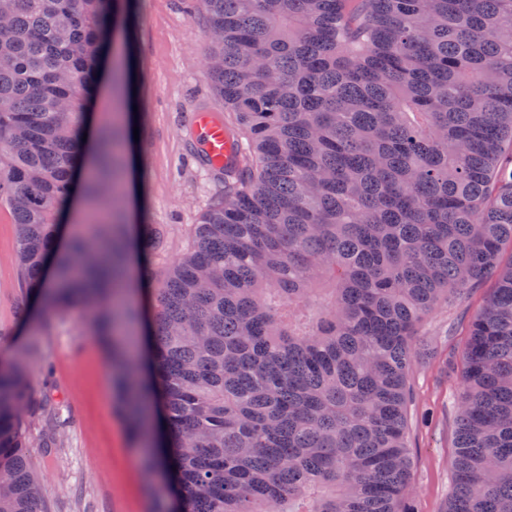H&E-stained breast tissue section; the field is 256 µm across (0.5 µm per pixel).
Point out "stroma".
Segmentation results:
<instances>
[{"label":"stroma","instance_id":"35a3bbf8","mask_svg":"<svg viewBox=\"0 0 512 512\" xmlns=\"http://www.w3.org/2000/svg\"><path fill=\"white\" fill-rule=\"evenodd\" d=\"M203 14L188 15L182 0H130L124 42L139 76L136 145L143 165L144 221L163 229V247L150 256L159 275L190 246L188 227L221 196L223 183L199 163L192 112L223 118L203 64L208 48ZM18 227L0 207V365L28 351L26 367L36 394L52 398L68 424L59 445L34 444L30 460L48 512H154L167 494L160 473L144 471L141 450L113 400L107 351L80 309L22 323L15 254ZM489 291L481 284L468 299L438 308L424 328L432 348L414 363L408 440L417 512H443L451 494L457 373L448 372L450 350L460 349L467 327Z\"/></svg>","mask_w":512,"mask_h":512}]
</instances>
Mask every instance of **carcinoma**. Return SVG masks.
<instances>
[{
  "mask_svg": "<svg viewBox=\"0 0 512 512\" xmlns=\"http://www.w3.org/2000/svg\"><path fill=\"white\" fill-rule=\"evenodd\" d=\"M239 152L153 289L161 425L116 337L121 128L74 184L94 76L125 0H0V206L19 288L92 312L142 444L169 449L178 512H416L409 372L442 303L494 288L460 354L446 512H512V0H196ZM0 367V512H46L26 448L50 403Z\"/></svg>",
  "mask_w": 512,
  "mask_h": 512,
  "instance_id": "cac0c4a2",
  "label": "carcinoma"
}]
</instances>
